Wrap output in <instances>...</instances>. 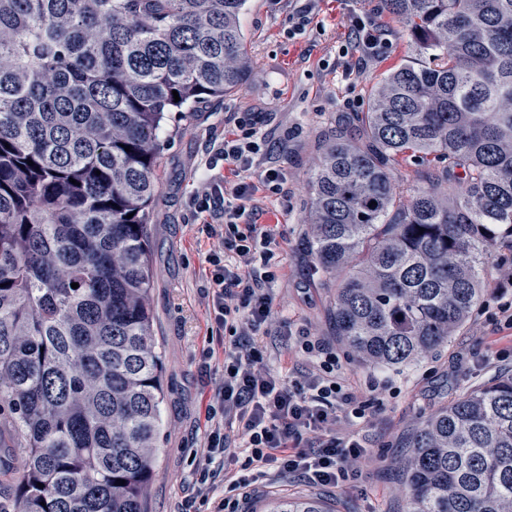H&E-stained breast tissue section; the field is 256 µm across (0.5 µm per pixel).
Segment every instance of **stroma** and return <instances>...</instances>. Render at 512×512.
Returning <instances> with one entry per match:
<instances>
[{"instance_id":"35a3bbf8","label":"stroma","mask_w":512,"mask_h":512,"mask_svg":"<svg viewBox=\"0 0 512 512\" xmlns=\"http://www.w3.org/2000/svg\"><path fill=\"white\" fill-rule=\"evenodd\" d=\"M373 20L385 33L377 53H365L352 17ZM249 75L236 92L190 110L169 113L159 133V192L147 234L152 283L150 307L162 352L161 426L147 497V512H210L194 499L192 479L205 467L203 448L213 428L207 408L224 379V334L214 320L209 255L224 230L223 198L241 183L253 185L246 218L271 230L276 278L274 309L266 330L265 365L285 377L307 369L299 335L319 338L336 354L345 385L378 381L359 431L367 455L343 488L315 489L292 476L243 496L216 477L214 497L232 500L236 512H264L283 495L326 498L335 512H408L404 473L408 441L425 419L474 386L512 369V330L501 327V298L494 292L512 268V244L502 243L488 266L491 286L448 345L402 369L359 363L338 339L329 315L333 291L312 260V227L305 222L310 176L338 117L368 108L371 87L401 63L417 58L410 33L381 8L380 0H247L241 17ZM249 118L265 139L248 172L224 163V136ZM280 175L277 188L265 181ZM209 193L217 203L199 211ZM25 438L9 414L0 415V512H14L26 464Z\"/></svg>"}]
</instances>
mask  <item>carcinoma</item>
Segmentation results:
<instances>
[{"instance_id": "obj_1", "label": "carcinoma", "mask_w": 512, "mask_h": 512, "mask_svg": "<svg viewBox=\"0 0 512 512\" xmlns=\"http://www.w3.org/2000/svg\"><path fill=\"white\" fill-rule=\"evenodd\" d=\"M246 2L0 0V411L28 445L15 512H146L158 131L246 81ZM381 2L425 61L373 87L362 137L346 125L326 143L307 221L336 335L397 369L465 325L512 239V0ZM405 157L427 171L408 199L392 180ZM409 447L410 512H512V370ZM267 512L333 509L280 496Z\"/></svg>"}]
</instances>
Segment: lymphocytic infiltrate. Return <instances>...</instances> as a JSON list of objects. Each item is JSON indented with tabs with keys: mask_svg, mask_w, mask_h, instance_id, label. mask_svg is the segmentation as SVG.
<instances>
[{
	"mask_svg": "<svg viewBox=\"0 0 512 512\" xmlns=\"http://www.w3.org/2000/svg\"><path fill=\"white\" fill-rule=\"evenodd\" d=\"M255 128L238 124L224 140V162L236 171L251 168L261 149ZM251 187L240 184L234 202L224 206L223 254L211 255L215 321L226 335L224 383L216 399L224 419L214 427L204 450L208 462L224 465L231 490L258 483L265 469L298 475L315 488L348 481L354 464L366 452L365 440L353 430L364 408L356 392L337 380L338 361L320 339L306 336L301 349L316 371L289 379L263 365L260 332L273 308L268 247L273 237L258 225L244 223ZM246 453L251 475L234 477L228 466Z\"/></svg>",
	"mask_w": 512,
	"mask_h": 512,
	"instance_id": "lymphocytic-infiltrate-1",
	"label": "lymphocytic infiltrate"
}]
</instances>
